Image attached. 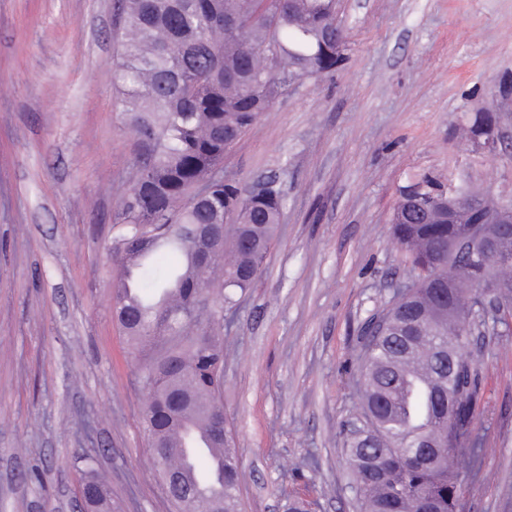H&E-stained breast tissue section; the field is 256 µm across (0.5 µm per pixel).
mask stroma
<instances>
[{
	"instance_id": "1",
	"label": "stroma",
	"mask_w": 512,
	"mask_h": 512,
	"mask_svg": "<svg viewBox=\"0 0 512 512\" xmlns=\"http://www.w3.org/2000/svg\"><path fill=\"white\" fill-rule=\"evenodd\" d=\"M336 70L293 84L228 150L276 178L281 223L224 315V416L242 512H355L342 434L363 323L410 282L396 202L435 178L512 198V164L466 136L512 77V0H341ZM116 0H0V512H76L88 468L124 512H176L112 318L113 220L135 138L113 75ZM488 454L466 512H512V335L486 334Z\"/></svg>"
}]
</instances>
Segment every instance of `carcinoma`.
<instances>
[{
	"label": "carcinoma",
	"instance_id": "1",
	"mask_svg": "<svg viewBox=\"0 0 512 512\" xmlns=\"http://www.w3.org/2000/svg\"><path fill=\"white\" fill-rule=\"evenodd\" d=\"M119 50L113 60L122 111L138 143L130 193L113 227L111 308L138 363L146 396L142 420L151 451L184 445L196 433L224 448L222 481L202 489L172 467L165 491L175 506L210 498L239 512L241 463L230 429L216 438L211 411L224 406V345L215 326L252 288L280 224L276 179L260 193L235 178L212 179L224 154L288 93V76L318 77L336 67L337 0H117ZM208 182L200 199L197 186ZM420 206L400 201L392 237L416 271L417 287L363 331V435L346 430L356 512H460L465 476H479L486 453L476 419L481 373L473 336L448 322L485 306L512 307V265H470L448 255L464 234L476 249L496 240L504 207L489 195L477 213L448 222V198L432 179ZM492 281L506 287L491 288ZM90 512H118L108 480L94 468L82 484Z\"/></svg>",
	"mask_w": 512,
	"mask_h": 512
}]
</instances>
